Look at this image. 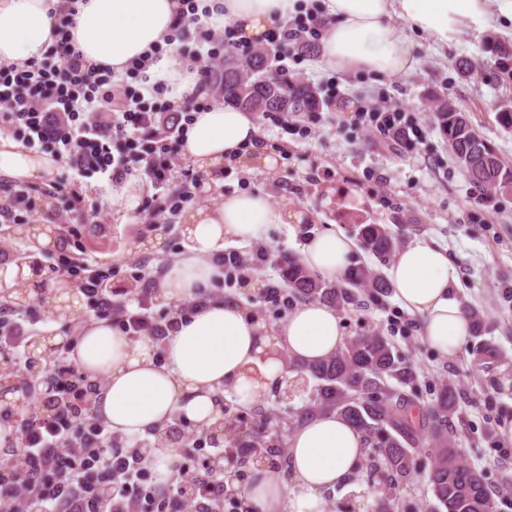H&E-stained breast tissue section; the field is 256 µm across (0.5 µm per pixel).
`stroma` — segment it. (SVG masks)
Segmentation results:
<instances>
[{"instance_id": "1", "label": "stroma", "mask_w": 512, "mask_h": 512, "mask_svg": "<svg viewBox=\"0 0 512 512\" xmlns=\"http://www.w3.org/2000/svg\"><path fill=\"white\" fill-rule=\"evenodd\" d=\"M487 32L467 29L459 40L435 44L417 35V64L407 75L381 78L371 74L346 75L317 68V54L291 50L289 72L294 79L316 87L326 105L309 115L287 118L258 117L263 143L278 153L275 175L226 163L218 185L200 177L192 190V205L216 204L237 190L260 191L274 205L302 209V230L274 224L268 231L266 262L246 270L244 278L218 288V296L259 312L270 328H279L292 312L281 284L277 258L299 253L304 236L329 225L353 234L358 224L388 225L399 247L428 242L447 248L460 287L464 308L482 312L487 324L482 337H466L449 357L432 350L420 337L417 318L401 308L395 293L363 297L358 310L341 312L346 337L373 332L387 337L415 374L412 388L420 405L432 404L443 385L455 384L460 400L449 427L458 438L464 463L481 472L488 487L492 512H512V192L474 194L465 171L456 163L431 109L432 99L446 98L467 110L475 128L512 162V131L500 128L492 105L512 98V83L495 84L481 76L463 80L457 58H477ZM384 106L396 110L400 125L413 126L418 138L389 149L379 132H365L351 123L359 107ZM0 257L11 262L37 254L48 279H55L53 256L44 254V241L29 242L10 236L6 225L23 220L33 224L70 225L63 244L76 265L93 259L106 271L113 300L137 310V297H146L153 315L174 314L173 302L160 299L155 286L159 268L177 261L189 240L178 213L152 220L112 201V187L98 176L73 177L60 167L52 182L20 184L0 178ZM99 221H92V208ZM495 347L500 358L487 365L480 346ZM309 392L289 400L275 391L245 401L226 390L224 402L242 413L246 428L277 422L285 410L302 409ZM188 447L180 458L182 469L202 474L201 463L216 455L200 425L181 415L171 420ZM396 512H435L428 469H421L400 488Z\"/></svg>"}]
</instances>
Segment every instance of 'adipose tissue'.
<instances>
[{"instance_id": "obj_1", "label": "adipose tissue", "mask_w": 512, "mask_h": 512, "mask_svg": "<svg viewBox=\"0 0 512 512\" xmlns=\"http://www.w3.org/2000/svg\"><path fill=\"white\" fill-rule=\"evenodd\" d=\"M308 2L198 0V6L209 9L212 26H231L240 38L259 42L274 22L301 14ZM496 3L491 11L486 0H320L318 10L327 20L320 60L347 74L399 77L415 64V34L445 44L471 25L500 31L512 26V0ZM67 7V0H0V67L42 58L53 43L56 18ZM178 8L177 0H87L75 17L74 43L85 62L111 66L117 80L128 63L161 47L142 93L150 94L152 83L161 81L175 102L201 97L197 72L178 66L177 45L165 43ZM258 132L250 111L212 104L198 114L181 153L210 177L233 154L245 166L275 172L276 157L260 144ZM56 172L51 154L0 133V176L42 181ZM303 219L301 211L275 207L259 191H237L221 204L183 212L188 252L162 271L157 289L173 301L203 293L208 301L156 343L132 341L108 319L91 322L72 354L82 372L105 377L95 413L113 433L135 437L177 414L212 422L215 399L225 389L255 398L287 375L289 361H317L343 345L341 318L328 306L301 305L274 331L243 306L212 294L225 241L256 244L266 240L271 225ZM354 248L342 231L325 230L305 238L301 257L308 269L336 277L349 267ZM388 278L400 305L419 319L423 341L441 355L456 353L470 321L455 294L459 283L447 249L421 242L407 246ZM364 461L362 434L336 413H320L289 438L290 483L258 470L249 498L257 512H322L323 491L356 476Z\"/></svg>"}]
</instances>
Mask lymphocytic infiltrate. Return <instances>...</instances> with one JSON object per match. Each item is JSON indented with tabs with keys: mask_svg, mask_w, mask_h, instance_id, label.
<instances>
[{
	"mask_svg": "<svg viewBox=\"0 0 512 512\" xmlns=\"http://www.w3.org/2000/svg\"><path fill=\"white\" fill-rule=\"evenodd\" d=\"M81 0H69L55 29L57 40L42 59L0 68V123L28 144H36L65 160L73 174L96 175L118 183L145 170L155 193L144 202L145 216L173 211L167 188L175 179L177 159L199 103L183 106L172 126L163 114L173 108L165 85L151 98L126 82L113 79L108 66L85 64L73 44L74 17ZM173 39L194 30L195 45L182 49V64L207 73L208 59L218 55L224 40L198 13L196 0H179ZM85 293L99 311L113 312L115 324L132 336L164 335L149 314L115 313L109 289L87 277ZM90 397L63 398L58 416H35L22 426L18 441L35 468L53 473V480L34 483L25 477L0 481V512H143L152 493L143 486L144 452L113 450L105 423L84 424L80 415L92 410Z\"/></svg>",
	"mask_w": 512,
	"mask_h": 512,
	"instance_id": "obj_1",
	"label": "lymphocytic infiltrate"
}]
</instances>
